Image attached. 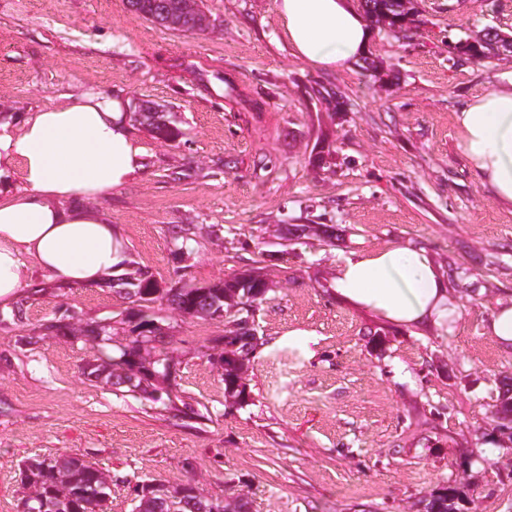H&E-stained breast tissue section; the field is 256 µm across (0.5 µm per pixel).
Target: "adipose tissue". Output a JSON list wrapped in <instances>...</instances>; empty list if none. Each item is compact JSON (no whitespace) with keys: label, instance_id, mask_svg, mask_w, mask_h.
Wrapping results in <instances>:
<instances>
[{"label":"adipose tissue","instance_id":"adipose-tissue-1","mask_svg":"<svg viewBox=\"0 0 512 512\" xmlns=\"http://www.w3.org/2000/svg\"><path fill=\"white\" fill-rule=\"evenodd\" d=\"M293 54L334 70L362 55L371 32L351 0H276ZM460 145L481 183L512 206V84L471 99L455 116ZM146 150L126 119V103L92 91L0 119V306L31 283L91 286L123 271L125 243L89 200L145 169ZM338 297L398 327L446 325L456 308L427 252L393 244L340 264Z\"/></svg>","mask_w":512,"mask_h":512}]
</instances>
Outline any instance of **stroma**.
I'll return each instance as SVG.
<instances>
[{
  "instance_id": "stroma-1",
  "label": "stroma",
  "mask_w": 512,
  "mask_h": 512,
  "mask_svg": "<svg viewBox=\"0 0 512 512\" xmlns=\"http://www.w3.org/2000/svg\"><path fill=\"white\" fill-rule=\"evenodd\" d=\"M203 5L209 29L179 33L126 0H0L1 115L81 89L175 115L171 143L134 125L144 172L92 203L131 260L164 286L251 269L271 286L243 407L212 359L223 321L152 304L178 363L166 407L81 371L128 335L138 304L108 280L34 274L22 315L0 308V512H20L22 461L75 453L111 476L106 512H134L152 478L243 497L249 512H418L447 486L460 512H512V441L497 427L512 350L486 330L512 302V207L482 186L455 126L472 97L512 81V53L448 50L512 34V0H414L407 36L371 26L376 76L297 58L276 0ZM389 244L429 252L457 307L450 327L400 328L336 298L342 260ZM51 320L63 329L44 335ZM99 324L109 339L90 335ZM292 329L315 333L310 349L289 345ZM453 49L471 58L488 57L489 55H499L505 52L512 53V36L490 28L473 42L460 41Z\"/></svg>"
}]
</instances>
